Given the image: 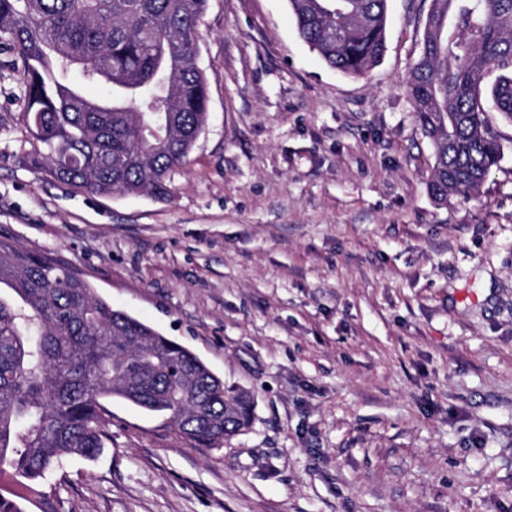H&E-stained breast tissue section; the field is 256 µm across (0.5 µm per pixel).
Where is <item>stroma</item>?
Returning a JSON list of instances; mask_svg holds the SVG:
<instances>
[{
    "label": "stroma",
    "instance_id": "stroma-1",
    "mask_svg": "<svg viewBox=\"0 0 512 512\" xmlns=\"http://www.w3.org/2000/svg\"><path fill=\"white\" fill-rule=\"evenodd\" d=\"M430 0H389L363 77L327 67L287 0H208V125L163 200L78 193L24 166L0 54V238L53 253L188 348L255 420L200 447L107 402L102 451L24 512H512V125L476 196L437 202L406 90Z\"/></svg>",
    "mask_w": 512,
    "mask_h": 512
}]
</instances>
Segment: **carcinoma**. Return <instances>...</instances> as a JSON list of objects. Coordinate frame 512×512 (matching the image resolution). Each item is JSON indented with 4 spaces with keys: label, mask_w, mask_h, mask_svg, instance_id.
Here are the masks:
<instances>
[{
    "label": "carcinoma",
    "mask_w": 512,
    "mask_h": 512,
    "mask_svg": "<svg viewBox=\"0 0 512 512\" xmlns=\"http://www.w3.org/2000/svg\"><path fill=\"white\" fill-rule=\"evenodd\" d=\"M207 0H0L15 54L26 165L81 193L168 197L207 124L197 61ZM330 68L368 74L385 51L388 0H288ZM499 72L490 90L485 78ZM89 84L110 93L93 97ZM434 154L431 194L468 196L503 155L482 102L512 123V0H431L407 78ZM0 464L37 481L104 447L105 402L161 416L212 448L250 430L254 398L186 347L112 308L51 253L0 239Z\"/></svg>",
    "instance_id": "obj_1"
}]
</instances>
